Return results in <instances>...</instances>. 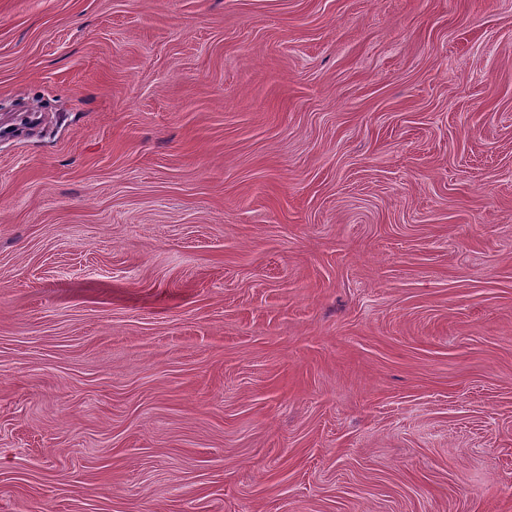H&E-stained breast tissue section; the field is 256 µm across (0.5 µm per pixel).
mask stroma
Returning <instances> with one entry per match:
<instances>
[{"label": "stroma", "instance_id": "1", "mask_svg": "<svg viewBox=\"0 0 512 512\" xmlns=\"http://www.w3.org/2000/svg\"><path fill=\"white\" fill-rule=\"evenodd\" d=\"M0 512H512V0H0Z\"/></svg>", "mask_w": 512, "mask_h": 512}]
</instances>
